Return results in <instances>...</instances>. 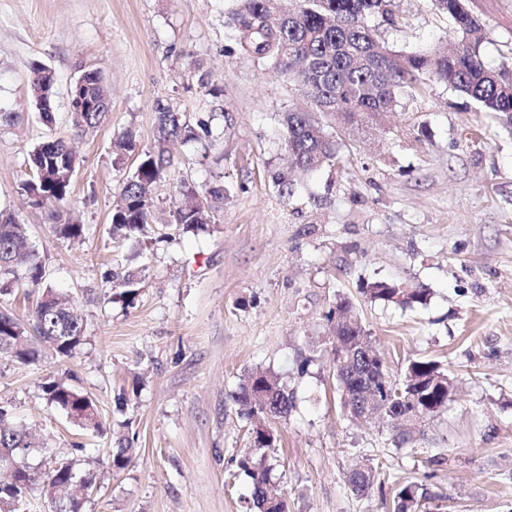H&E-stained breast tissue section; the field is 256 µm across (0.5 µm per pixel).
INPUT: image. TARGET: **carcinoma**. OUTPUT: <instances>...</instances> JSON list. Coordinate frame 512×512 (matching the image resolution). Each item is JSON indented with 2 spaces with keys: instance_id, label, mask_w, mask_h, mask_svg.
Masks as SVG:
<instances>
[{
  "instance_id": "1",
  "label": "carcinoma",
  "mask_w": 512,
  "mask_h": 512,
  "mask_svg": "<svg viewBox=\"0 0 512 512\" xmlns=\"http://www.w3.org/2000/svg\"><path fill=\"white\" fill-rule=\"evenodd\" d=\"M235 8L227 12L226 24L232 31L239 51L261 65L268 66L278 77L305 92L316 111L342 114L346 122L392 112L404 95L412 94L420 76L428 75L438 83L471 98L485 112L496 114L507 126L512 125V83L495 77L496 70L487 66L482 54L481 25L463 11L456 10L457 0H429L431 6L448 15L456 27L459 41L446 54H405L394 51L380 41L375 29L367 24L379 17L388 25L395 24L394 0H234ZM31 87L40 88L55 82L54 74L41 64H33ZM157 111L155 150L137 155V165L122 186L123 206L113 212L112 237L118 240L148 237L152 193L170 166L169 146L199 138L198 132L183 121L181 113L160 103ZM104 112H84L82 121L72 123L76 132L98 127ZM283 146L290 166L274 175V185L281 195H289L295 186V174H306L336 161V142L327 135L312 112L289 110L281 114ZM76 158L62 137L45 140L31 152L29 164L33 178L22 184L31 205L62 207L70 195L71 181L54 177L60 167H72ZM182 200L176 208L174 222L185 231H204L210 223V208L199 200L189 184L180 187ZM56 233L72 242L85 237L84 225L58 216ZM40 292L33 313V329L57 355L70 357L85 338V323L77 310L67 306L53 288L46 284L45 266L31 247L24 225L10 214L0 212V283L7 277ZM121 297L132 305L139 295L138 279L128 273L121 280ZM365 292L374 300L397 306L424 304L426 293L398 283L376 281ZM330 317L336 319L335 335L357 345L369 346L368 336L354 312L352 303L336 301ZM27 327L11 312L0 310V355L28 365L37 351L22 339ZM423 378L436 379L443 389L428 396L436 405H447L451 381L440 363L433 360L410 362L402 381L392 380L379 365H371L353 357L338 380L344 404L356 402V394L370 386L379 392L406 394L407 382ZM49 404L67 414L84 412L92 401L80 390L51 381L43 386ZM247 414L274 413L285 418L293 405V395L277 374L256 371L248 375L235 396ZM274 436L267 429L254 431L253 451L240 461V469L250 478L252 506L258 512H288L286 501L273 494L270 473ZM34 447L29 435L13 427L8 410L0 406V449L13 448L19 466L15 480L0 484V498L16 505L15 512H30L28 495L38 483L51 499L54 512H81L82 499L71 496L66 487L79 478L89 489L98 485L96 475L78 468L72 458H57V467L42 473L24 461L25 450ZM376 469L370 463L354 466L346 479L356 494L366 493L373 485ZM432 498L418 493V486H401L394 497L395 512H438Z\"/></svg>"
}]
</instances>
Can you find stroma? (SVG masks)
<instances>
[{
  "mask_svg": "<svg viewBox=\"0 0 512 512\" xmlns=\"http://www.w3.org/2000/svg\"><path fill=\"white\" fill-rule=\"evenodd\" d=\"M482 52L512 71V0H465ZM230 0H0V209L26 224L47 280L86 324L62 359L0 358V405L46 451L100 476L82 512H250L238 464L252 430L271 429L272 480L288 512H393L398 487L445 498V512H512V128L472 99L422 77L395 111L353 129L322 116L335 165L280 197L286 165L279 117L309 103L238 50L224 27ZM396 23L371 19L406 54L453 46L457 33L428 0H395ZM55 74V121H37L31 64ZM96 70L111 96L107 120L76 135L68 88ZM208 75L201 87L199 72ZM213 139L178 144L152 194L147 242L114 240L112 213L135 167L113 142L132 131L156 143L157 103ZM71 141L78 164L67 209L82 242L53 231L52 208L30 207L21 185L40 142ZM226 189L206 231L178 229V188ZM136 273L134 305L120 278ZM375 281L424 289L425 304L386 305L363 294ZM348 298L391 379L413 359L447 369V407L401 441L400 426L351 417L341 400L328 314ZM278 374L293 394L285 418L248 416L233 398L254 370ZM62 379L87 394L102 419L92 433L47 404ZM127 445L124 469L112 450ZM376 471L365 495L346 475Z\"/></svg>",
  "mask_w": 512,
  "mask_h": 512,
  "instance_id": "1",
  "label": "stroma"
}]
</instances>
